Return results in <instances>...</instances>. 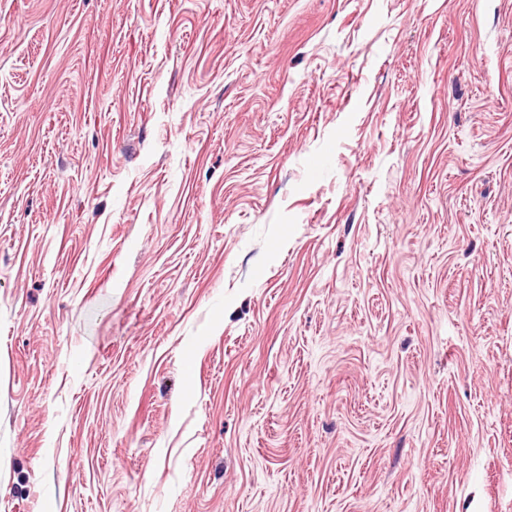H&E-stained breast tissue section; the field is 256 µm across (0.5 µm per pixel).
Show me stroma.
Instances as JSON below:
<instances>
[{
  "instance_id": "35a3bbf8",
  "label": "stroma",
  "mask_w": 512,
  "mask_h": 512,
  "mask_svg": "<svg viewBox=\"0 0 512 512\" xmlns=\"http://www.w3.org/2000/svg\"><path fill=\"white\" fill-rule=\"evenodd\" d=\"M0 512H512V0H0Z\"/></svg>"
}]
</instances>
